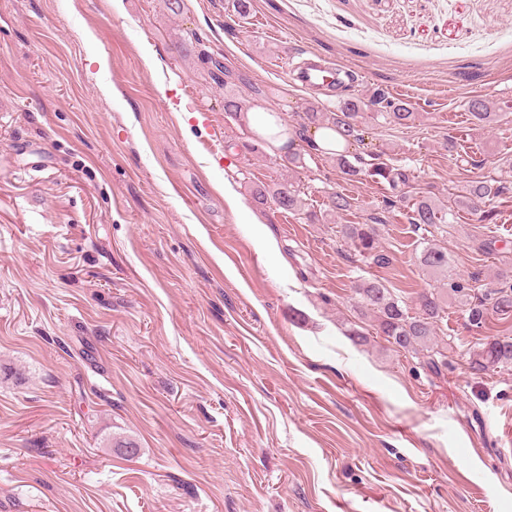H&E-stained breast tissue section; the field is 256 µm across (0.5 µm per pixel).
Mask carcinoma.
Here are the masks:
<instances>
[{"instance_id": "carcinoma-1", "label": "carcinoma", "mask_w": 512, "mask_h": 512, "mask_svg": "<svg viewBox=\"0 0 512 512\" xmlns=\"http://www.w3.org/2000/svg\"><path fill=\"white\" fill-rule=\"evenodd\" d=\"M468 110L471 116L481 124L498 121L499 112L494 102L487 98L470 100ZM371 111L376 116L389 122L403 125L415 120V112L408 104L392 96L384 88L373 89L368 96H352L336 106V111L329 114L307 113L310 123L338 133L344 141H363V128L359 118ZM336 166L343 174L350 177L367 176L373 180L385 181L392 188L408 182V176L400 168L384 162L362 164L358 158H350L347 151L333 154ZM507 190L498 181L477 180L464 187V194L455 201V206H447L430 197L420 196L409 206L407 219L409 223L427 226L453 223L455 208L466 207L475 202L490 201ZM272 196L280 208L304 214L306 203L295 182L288 179L274 184L271 189L255 191L258 203H264L267 196ZM405 201V196L384 200V210L371 214L363 224H343L340 233L362 260L376 267L383 268L391 263L390 255L382 248L379 241L377 225L385 223L384 211H388ZM352 207L351 197L335 192L330 195L329 214H339ZM420 264L429 273L438 276V291L423 293L418 299V312L410 314L400 304V300L374 279H364L355 286V294L362 313L373 317L376 335L383 337L399 350L423 355L426 364L435 372H440L446 365L445 347L437 340V323L444 313L443 304L448 297L460 300L467 307L469 322L479 327L488 316L489 311L506 314L512 312V272L501 273L502 287L494 292L492 307H487L486 300L476 299L470 294L469 284L448 278V252L431 244L421 251ZM512 365V338L496 337L475 344L469 348V369L473 375H484L488 371Z\"/></svg>"}]
</instances>
